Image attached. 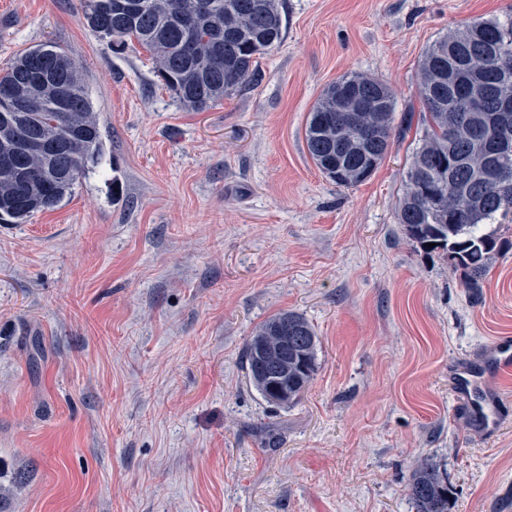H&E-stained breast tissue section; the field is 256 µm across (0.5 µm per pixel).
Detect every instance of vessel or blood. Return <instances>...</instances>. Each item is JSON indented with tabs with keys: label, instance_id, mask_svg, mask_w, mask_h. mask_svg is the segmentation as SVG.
I'll use <instances>...</instances> for the list:
<instances>
[{
	"label": "vessel or blood",
	"instance_id": "vessel-or-blood-1",
	"mask_svg": "<svg viewBox=\"0 0 512 512\" xmlns=\"http://www.w3.org/2000/svg\"><path fill=\"white\" fill-rule=\"evenodd\" d=\"M512 372V338L498 337L487 349L484 361L477 366H462L454 374L453 386L457 398L466 401L485 434L499 429V402L484 388L488 376Z\"/></svg>",
	"mask_w": 512,
	"mask_h": 512
}]
</instances>
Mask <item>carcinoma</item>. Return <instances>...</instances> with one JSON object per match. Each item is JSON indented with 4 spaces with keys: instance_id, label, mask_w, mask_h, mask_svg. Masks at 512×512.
Returning a JSON list of instances; mask_svg holds the SVG:
<instances>
[{
    "instance_id": "1",
    "label": "carcinoma",
    "mask_w": 512,
    "mask_h": 512,
    "mask_svg": "<svg viewBox=\"0 0 512 512\" xmlns=\"http://www.w3.org/2000/svg\"><path fill=\"white\" fill-rule=\"evenodd\" d=\"M142 2L129 19L114 0H79L83 20L100 38L118 49L134 40L152 55L163 86L188 111H202L250 80L257 56L284 39L281 0ZM418 76L425 131L405 173L397 223L419 248L443 252L465 287L477 291L505 248L480 225L512 214V181L497 178L512 168V143L495 140V119L512 112V17L474 19L448 31L423 54ZM10 89L26 104L0 98V151L25 140L60 147L0 163V224H26L71 197L103 143L82 72L57 46L17 56L0 73V94ZM394 109L393 91L378 77L344 75L326 85L305 126L317 168L341 187L365 182L392 143ZM318 343L314 326L294 311L255 328L244 357L266 402L299 400L316 374ZM410 490L416 512H450L452 490L434 465L413 471Z\"/></svg>"
}]
</instances>
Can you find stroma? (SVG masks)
Masks as SVG:
<instances>
[{
    "label": "stroma",
    "instance_id": "obj_1",
    "mask_svg": "<svg viewBox=\"0 0 512 512\" xmlns=\"http://www.w3.org/2000/svg\"><path fill=\"white\" fill-rule=\"evenodd\" d=\"M286 35L202 112L120 53L79 0H0V70L51 42L79 64L104 153L74 192L0 224V512H415L427 462L451 512H512V375L484 436L457 367L512 336V245L480 293L395 215L423 134L418 63L512 0H282ZM395 92L394 136L364 183L310 159L306 120L343 75ZM280 311L306 317L318 371L268 404L244 349ZM274 429L279 445L266 447Z\"/></svg>",
    "mask_w": 512,
    "mask_h": 512
}]
</instances>
